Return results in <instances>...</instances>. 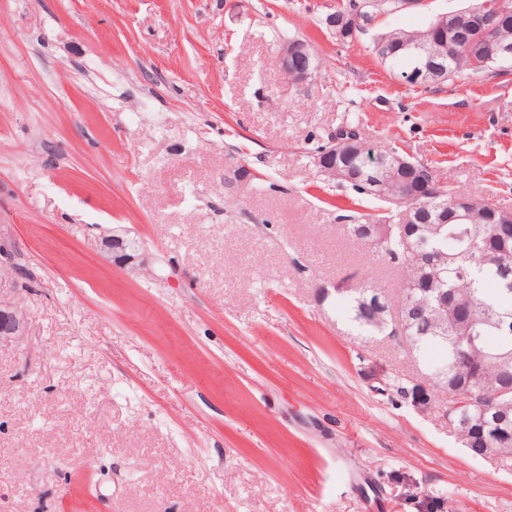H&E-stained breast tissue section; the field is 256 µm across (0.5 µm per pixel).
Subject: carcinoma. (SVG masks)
I'll list each match as a JSON object with an SVG mask.
<instances>
[{"instance_id":"carcinoma-1","label":"carcinoma","mask_w":512,"mask_h":512,"mask_svg":"<svg viewBox=\"0 0 512 512\" xmlns=\"http://www.w3.org/2000/svg\"><path fill=\"white\" fill-rule=\"evenodd\" d=\"M499 41L512 45V14L493 20ZM391 45V54L381 64L400 75L424 67L425 59L445 58L448 76L475 70L472 59L485 55L479 45L466 50L457 42H440L432 28L389 31L380 35ZM326 147L318 152L315 166L327 180L347 184L363 198L381 201L391 211L399 210L402 199L399 153L375 150L384 158L386 184L378 193L369 185L368 170L360 155L362 148L348 145L336 153L333 176L325 163ZM423 180L415 186L416 220L409 232L393 227L384 238L364 232L366 220L354 218L345 225L351 239L374 249L387 264L404 271L396 293L366 282L346 290L348 319L371 335L391 337L392 324L384 312L389 304L403 315V344L416 351L436 345L444 352L440 366L424 371L434 387L448 393L443 416L458 433L463 447L494 448L495 460L512 467V225L497 224L490 208L473 201L467 219L443 222L456 193L447 189L436 194L427 184L432 179L422 169ZM470 313L468 329H462L457 312Z\"/></svg>"}]
</instances>
